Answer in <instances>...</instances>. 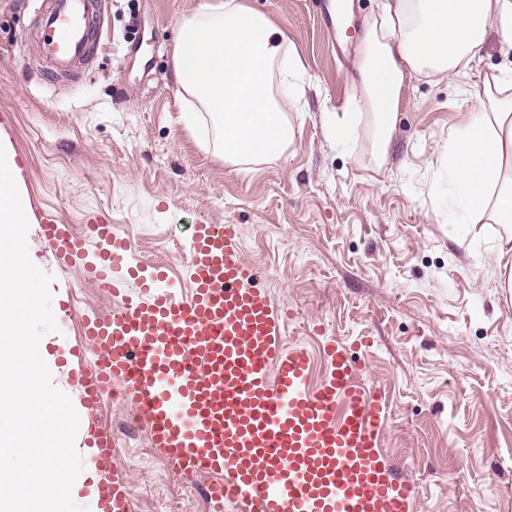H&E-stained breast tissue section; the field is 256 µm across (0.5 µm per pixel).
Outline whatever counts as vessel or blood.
Returning <instances> with one entry per match:
<instances>
[{"label": "vessel or blood", "mask_w": 512, "mask_h": 512, "mask_svg": "<svg viewBox=\"0 0 512 512\" xmlns=\"http://www.w3.org/2000/svg\"><path fill=\"white\" fill-rule=\"evenodd\" d=\"M101 9L102 0H36L43 81L91 67ZM41 232L62 262L83 267L118 304L84 321L100 354L76 376L87 418L110 394L132 404L178 479L209 477L214 512H414L416 490L381 446L385 394L333 338L323 346L329 371L311 386L310 353L287 345L291 313L259 287L237 225H193L185 298L161 268L135 264L129 239L111 225L91 224L86 237L53 222ZM93 436L104 473L100 512H132L123 475L107 470L111 432Z\"/></svg>", "instance_id": "obj_1"}]
</instances>
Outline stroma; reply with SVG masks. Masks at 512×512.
<instances>
[{"instance_id": "stroma-1", "label": "stroma", "mask_w": 512, "mask_h": 512, "mask_svg": "<svg viewBox=\"0 0 512 512\" xmlns=\"http://www.w3.org/2000/svg\"><path fill=\"white\" fill-rule=\"evenodd\" d=\"M202 2L104 0L102 53L79 79L53 84L27 66L32 9L0 0V146L29 208V257L54 278L57 329L40 341L54 384L78 393L68 349L84 319L114 302L83 271L61 268L41 221L83 235L92 220L112 224L139 264L169 270L181 296L191 225L235 224L261 288L295 312L287 342L310 350L312 383L333 337L386 394L384 449L415 486L416 512H512L502 494L512 488V288L493 257L499 225L458 243L464 216L442 155L512 52L493 30L458 77H410L379 167L367 131L338 147L325 125L358 93L362 25L384 0H351L337 47L312 0H243L296 47L308 78L295 149L237 172L185 128L172 78L178 26ZM98 422L115 437L112 464L135 512H207L206 477L177 480L132 406L106 399Z\"/></svg>"}]
</instances>
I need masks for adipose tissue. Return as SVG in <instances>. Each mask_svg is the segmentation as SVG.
I'll return each instance as SVG.
<instances>
[{
  "label": "adipose tissue",
  "mask_w": 512,
  "mask_h": 512,
  "mask_svg": "<svg viewBox=\"0 0 512 512\" xmlns=\"http://www.w3.org/2000/svg\"><path fill=\"white\" fill-rule=\"evenodd\" d=\"M493 29L512 50V0H385L363 24L355 63L361 95L329 123L331 141L350 143L370 117L372 158L383 165L407 77L448 78L466 69ZM275 33L242 0H204L177 30L172 72L191 101L182 121L236 167L296 146L305 66ZM448 182L467 216L463 234L480 223L501 226L496 261L512 288V69L485 82L449 137Z\"/></svg>",
  "instance_id": "1"
}]
</instances>
